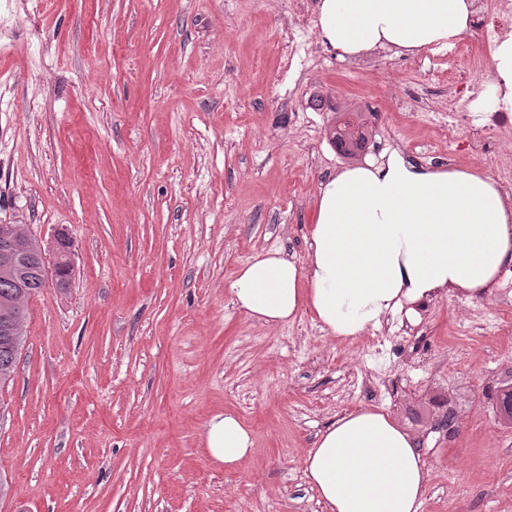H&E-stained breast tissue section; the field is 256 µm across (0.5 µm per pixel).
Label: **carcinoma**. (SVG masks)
I'll use <instances>...</instances> for the list:
<instances>
[{
	"instance_id": "1",
	"label": "carcinoma",
	"mask_w": 512,
	"mask_h": 512,
	"mask_svg": "<svg viewBox=\"0 0 512 512\" xmlns=\"http://www.w3.org/2000/svg\"><path fill=\"white\" fill-rule=\"evenodd\" d=\"M355 132L345 125H337L331 133V141L346 157H354L365 144V124L361 119L353 121ZM21 252L26 263L0 265V386L13 380L19 355L24 346V323L27 303L46 286L45 263L37 238L29 236L21 242ZM497 411L503 420L512 421V387L504 386L497 396Z\"/></svg>"
}]
</instances>
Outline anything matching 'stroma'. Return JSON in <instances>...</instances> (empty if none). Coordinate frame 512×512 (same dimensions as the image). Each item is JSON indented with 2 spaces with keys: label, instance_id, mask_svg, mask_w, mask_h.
I'll list each match as a JSON object with an SVG mask.
<instances>
[{
  "label": "stroma",
  "instance_id": "35a3bbf8",
  "mask_svg": "<svg viewBox=\"0 0 512 512\" xmlns=\"http://www.w3.org/2000/svg\"><path fill=\"white\" fill-rule=\"evenodd\" d=\"M316 2L0 0V224L67 231L74 265L29 300L0 388V512H324L305 455L363 406L423 452V512H512V277L353 341L232 302L257 253L304 255L345 110L367 157L512 166V123L489 156L438 133L455 60L340 58ZM224 411L255 440L234 469L202 444Z\"/></svg>",
  "mask_w": 512,
  "mask_h": 512
}]
</instances>
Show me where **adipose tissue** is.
I'll list each match as a JSON object with an SVG mask.
<instances>
[{
	"label": "adipose tissue",
	"instance_id": "1",
	"mask_svg": "<svg viewBox=\"0 0 512 512\" xmlns=\"http://www.w3.org/2000/svg\"><path fill=\"white\" fill-rule=\"evenodd\" d=\"M472 0H318L323 44L340 57L381 48L402 55L447 48L470 30ZM494 80L482 105L512 112V35L489 50ZM512 273V197L486 173L432 168L392 150L319 184L304 257L259 253L229 285L251 320L276 326L309 313L330 335L354 339L398 312L448 297H480ZM225 467L252 451L235 414L204 432ZM304 476L326 512H421L427 467L414 438L384 409L343 414L317 437Z\"/></svg>",
	"mask_w": 512,
	"mask_h": 512
}]
</instances>
